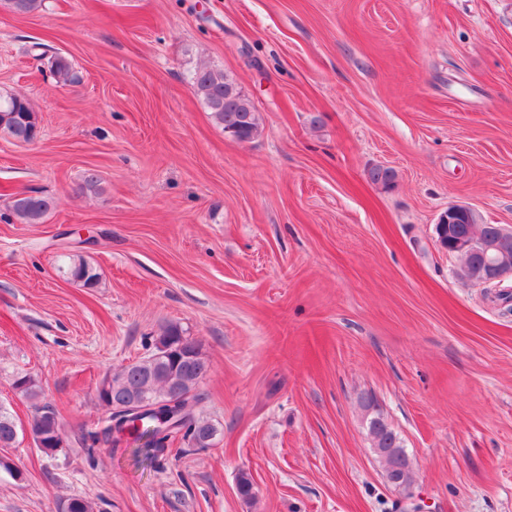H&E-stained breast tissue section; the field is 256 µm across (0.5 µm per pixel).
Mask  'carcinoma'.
Segmentation results:
<instances>
[{
  "instance_id": "cac0c4a2",
  "label": "carcinoma",
  "mask_w": 512,
  "mask_h": 512,
  "mask_svg": "<svg viewBox=\"0 0 512 512\" xmlns=\"http://www.w3.org/2000/svg\"><path fill=\"white\" fill-rule=\"evenodd\" d=\"M44 0H0V6L15 14H30L43 8ZM58 83L68 85L77 80L71 62L57 56L52 64ZM223 71L201 67L192 77V87L199 96L216 125L232 130L233 140L241 143L252 141L260 132V114L249 98L240 102H224ZM38 117L29 101L17 95L0 97V138L27 141L36 126ZM368 178L384 188L395 182V171L387 167H374ZM56 205L54 198L37 191L26 193L23 198L11 195L8 209L23 224H39ZM493 232L491 224H437V242L453 247L456 237L481 239ZM70 279L84 288L97 287V268L81 255H69L65 262ZM162 356L152 363L144 360L128 364L110 376L103 378L98 396L108 409L101 420L99 431L90 434L92 444L100 442L117 446L133 444L134 461L142 466H154L164 456L168 445L179 440L190 447L208 448L213 445L216 428L193 414L191 403L200 399L197 393L199 381L207 373L206 362L201 357L199 345L178 324L164 326L154 342L153 352ZM180 384L186 397L176 400L171 393L173 384ZM143 395L156 401V407L136 415H129L121 406L134 396ZM366 411L368 436L374 452L385 468H397L394 487L409 491L414 484V474L408 468V456L398 434L391 428L377 403L368 398L363 403ZM31 432L46 434V441L60 442L59 421L55 412L47 406H34L30 421ZM18 437L14 418L0 408V447L9 448ZM240 497L252 502L256 498L251 475L245 471L237 478Z\"/></svg>"
}]
</instances>
